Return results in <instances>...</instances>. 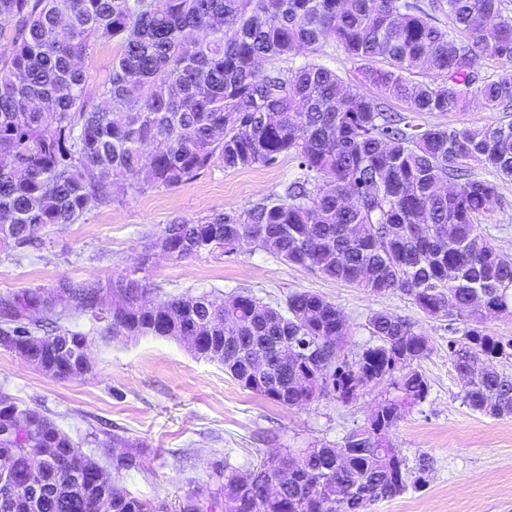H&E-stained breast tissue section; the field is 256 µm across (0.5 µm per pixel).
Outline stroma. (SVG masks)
<instances>
[{
    "label": "stroma",
    "instance_id": "obj_1",
    "mask_svg": "<svg viewBox=\"0 0 512 512\" xmlns=\"http://www.w3.org/2000/svg\"><path fill=\"white\" fill-rule=\"evenodd\" d=\"M118 53L115 45L98 44L85 56L88 95L109 81ZM311 59L335 71L346 89L370 92L358 65L336 45L315 54L299 51L289 64ZM417 119L480 128L499 115L476 99L465 111L422 112ZM295 170L287 157L271 167L238 170L215 162L175 189L133 193L92 209L77 223L48 226L38 232L37 247L0 251V295L47 288L64 277L104 284L130 273L150 282L162 301L202 293L227 299L248 292L276 305L291 293L309 291L343 312L351 354L372 343L366 323L374 312L406 319L430 342L417 362L430 393L406 410L393 441L409 464L429 459L431 471L421 490L376 501L368 512H512V418L494 419L463 404L448 357L447 319L426 315L401 291L372 294L251 245L224 258L176 261L157 254L142 262L148 235L166 224L195 222L215 212L242 213L282 193ZM500 192L501 208L481 228L512 257V182H501ZM67 326L91 340V371L62 380L0 349V395L46 414L75 448L98 461L115 486L162 504L164 512H181L188 496L207 495L223 467L245 471L269 453L311 443L340 446L390 391L384 382L367 387L349 404L323 398L304 407L283 406L243 390L222 365L196 357L175 340L106 339L100 322L88 316H73ZM128 439L143 444L141 466L119 472L114 464L124 456Z\"/></svg>",
    "mask_w": 512,
    "mask_h": 512
}]
</instances>
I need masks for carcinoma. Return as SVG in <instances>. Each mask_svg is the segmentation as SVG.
I'll return each mask as SVG.
<instances>
[{
	"label": "carcinoma",
	"mask_w": 512,
	"mask_h": 512,
	"mask_svg": "<svg viewBox=\"0 0 512 512\" xmlns=\"http://www.w3.org/2000/svg\"><path fill=\"white\" fill-rule=\"evenodd\" d=\"M448 14L446 29L434 12ZM0 247L22 248L53 224L130 193L171 189L215 159L226 169L297 161L284 193L244 213H214L166 225L158 239L181 261L233 254L240 236L281 261L363 288L399 290L432 317L448 319V357L462 401L512 416V336L488 332V315L512 316V259L481 230L501 207L498 181L512 180V72L490 78L478 65L512 66V14L504 0H0ZM98 42L120 53L97 98L84 93L80 65ZM333 43L359 64L377 97L348 93L316 61L259 69ZM425 79L420 80L418 76ZM432 80H427V77ZM503 120L479 129L416 122L415 112H459L472 98ZM494 176H479L475 169ZM114 305H106L104 288ZM86 314L104 338L193 339L253 394L289 407L316 398L305 383L323 377L320 397L386 382L381 414L351 430L339 448L314 445L267 459L244 474H217L214 492L182 512H364L425 481L392 435L405 407L426 400L414 363L429 351L406 320L379 311L375 340L349 362L334 358L348 335L342 311L318 294L288 295L272 307L251 295L207 294L160 302L143 279L120 275L103 287L69 278L0 296V347L52 376L84 374L83 334L60 321ZM317 345L283 368L273 344ZM266 358L276 386L252 383L245 364ZM406 366L392 372L399 360ZM116 469L136 466L137 439ZM0 465L21 496L0 485V512H161L151 500L112 487L100 465L78 453L43 413L0 397Z\"/></svg>",
	"instance_id": "obj_1"
}]
</instances>
